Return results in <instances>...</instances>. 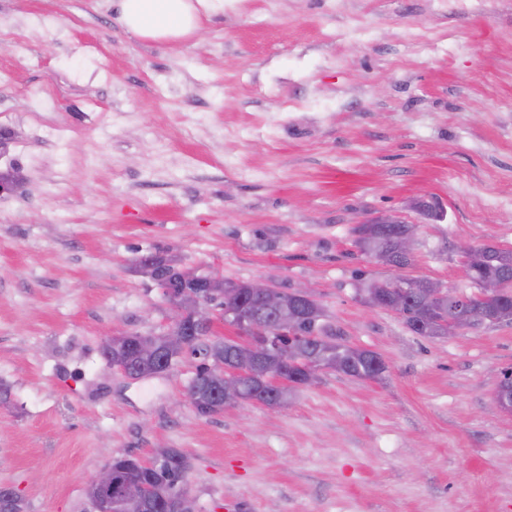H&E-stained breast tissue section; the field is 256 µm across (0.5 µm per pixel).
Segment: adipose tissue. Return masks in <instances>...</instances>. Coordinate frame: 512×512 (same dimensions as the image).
Returning <instances> with one entry per match:
<instances>
[{
    "label": "adipose tissue",
    "mask_w": 512,
    "mask_h": 512,
    "mask_svg": "<svg viewBox=\"0 0 512 512\" xmlns=\"http://www.w3.org/2000/svg\"><path fill=\"white\" fill-rule=\"evenodd\" d=\"M224 0H114L119 20L133 36L180 42L195 34L204 14L223 8Z\"/></svg>",
    "instance_id": "obj_1"
}]
</instances>
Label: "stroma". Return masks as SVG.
Listing matches in <instances>:
<instances>
[{"label": "stroma", "mask_w": 512, "mask_h": 512, "mask_svg": "<svg viewBox=\"0 0 512 512\" xmlns=\"http://www.w3.org/2000/svg\"><path fill=\"white\" fill-rule=\"evenodd\" d=\"M0 174V485L27 512H85L91 474L161 445L190 512H512V322L414 335L357 297L395 271L351 233L396 213L408 275L457 293L461 243L512 249V0H226L179 43L112 0H0ZM150 255L311 286L387 371L198 415L201 356L132 380L101 355L166 322Z\"/></svg>", "instance_id": "obj_1"}]
</instances>
